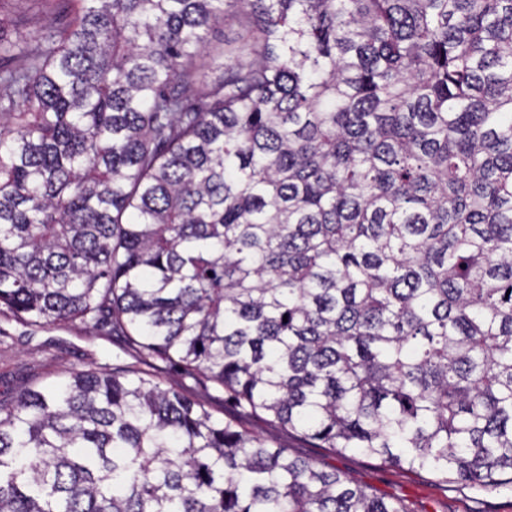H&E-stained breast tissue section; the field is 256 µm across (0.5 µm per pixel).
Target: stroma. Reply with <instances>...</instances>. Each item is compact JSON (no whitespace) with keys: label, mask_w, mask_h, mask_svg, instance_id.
<instances>
[{"label":"stroma","mask_w":512,"mask_h":512,"mask_svg":"<svg viewBox=\"0 0 512 512\" xmlns=\"http://www.w3.org/2000/svg\"><path fill=\"white\" fill-rule=\"evenodd\" d=\"M73 17L71 0H0V39L22 45L35 44L43 29L62 27ZM0 397L9 398L32 385H51L77 370L96 369L127 362V355L82 323L49 327L24 334L22 326L0 314ZM252 435L289 453L323 464L335 462L350 482L371 487L378 494L407 501L411 512H512L511 493L480 492L464 485L450 486L434 476L417 474L382 464L350 451L332 456L295 433L273 424L266 414L236 417Z\"/></svg>","instance_id":"stroma-1"}]
</instances>
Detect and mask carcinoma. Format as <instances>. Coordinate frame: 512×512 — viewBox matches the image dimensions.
Here are the masks:
<instances>
[{
    "label": "carcinoma",
    "mask_w": 512,
    "mask_h": 512,
    "mask_svg": "<svg viewBox=\"0 0 512 512\" xmlns=\"http://www.w3.org/2000/svg\"><path fill=\"white\" fill-rule=\"evenodd\" d=\"M76 2L0 42V313L136 364L0 398V512H408L173 365L334 455L512 492V0ZM239 35V26L236 19L228 16L224 24L216 26L209 34V51L218 53L227 51L236 45ZM236 422L250 434L268 440L274 446L288 448V452L292 455L313 460L319 464L332 461V454L328 448H315L316 445L273 424L270 417L263 412L250 416H237Z\"/></svg>",
    "instance_id": "cac0c4a2"
}]
</instances>
